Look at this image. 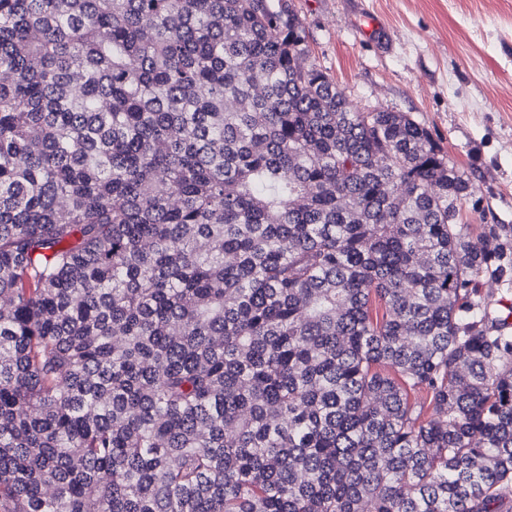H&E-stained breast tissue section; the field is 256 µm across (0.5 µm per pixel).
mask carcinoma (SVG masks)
<instances>
[{
	"label": "carcinoma",
	"mask_w": 512,
	"mask_h": 512,
	"mask_svg": "<svg viewBox=\"0 0 512 512\" xmlns=\"http://www.w3.org/2000/svg\"><path fill=\"white\" fill-rule=\"evenodd\" d=\"M470 197L288 0H0V512H498Z\"/></svg>",
	"instance_id": "cac0c4a2"
}]
</instances>
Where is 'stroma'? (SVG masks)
Returning <instances> with one entry per match:
<instances>
[{"mask_svg":"<svg viewBox=\"0 0 512 512\" xmlns=\"http://www.w3.org/2000/svg\"><path fill=\"white\" fill-rule=\"evenodd\" d=\"M311 59L366 112L409 113L472 178L471 237L512 232V0H291Z\"/></svg>","mask_w":512,"mask_h":512,"instance_id":"35a3bbf8","label":"stroma"}]
</instances>
